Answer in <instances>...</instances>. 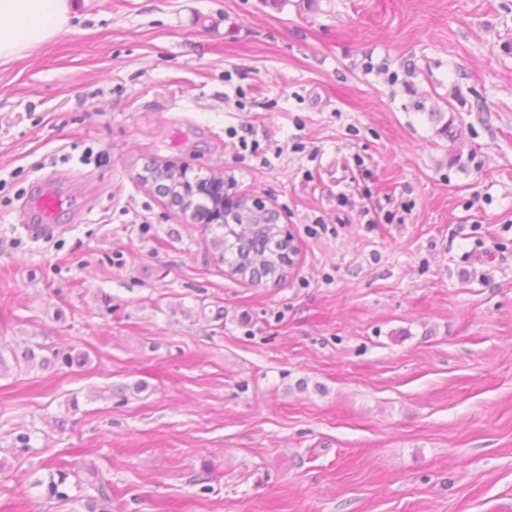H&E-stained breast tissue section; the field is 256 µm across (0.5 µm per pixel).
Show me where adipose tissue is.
Here are the masks:
<instances>
[{
    "label": "adipose tissue",
    "instance_id": "1",
    "mask_svg": "<svg viewBox=\"0 0 512 512\" xmlns=\"http://www.w3.org/2000/svg\"><path fill=\"white\" fill-rule=\"evenodd\" d=\"M72 17L70 0H0V60L51 40Z\"/></svg>",
    "mask_w": 512,
    "mask_h": 512
}]
</instances>
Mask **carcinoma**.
<instances>
[{
    "instance_id": "cac0c4a2",
    "label": "carcinoma",
    "mask_w": 512,
    "mask_h": 512,
    "mask_svg": "<svg viewBox=\"0 0 512 512\" xmlns=\"http://www.w3.org/2000/svg\"><path fill=\"white\" fill-rule=\"evenodd\" d=\"M136 181L146 187L154 185L180 204L185 210H193L198 215L204 206L194 204V194L186 185L183 174L172 164L165 166L147 165L136 173ZM275 224L267 213L245 204L231 207L224 212V234L212 239L213 256L216 262L227 261L231 254V273L251 282L266 280L280 284L288 277L291 266L289 253L291 242L285 238H276ZM15 363L27 366H39L43 369L61 363L67 367L79 366L85 358L82 354L68 352L59 355L55 352L47 357L28 345L22 350H11ZM80 484L87 492L85 508L87 512H106V505L112 502V487L99 474L93 465L84 467Z\"/></svg>"
}]
</instances>
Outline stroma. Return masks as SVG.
<instances>
[{"label":"stroma","instance_id":"1","mask_svg":"<svg viewBox=\"0 0 512 512\" xmlns=\"http://www.w3.org/2000/svg\"><path fill=\"white\" fill-rule=\"evenodd\" d=\"M73 11L0 63V343L88 361L0 371V512L86 464L108 512H512V0ZM150 160L278 210L288 278ZM46 184L85 213L36 240ZM185 176L180 173L179 168H176L173 164H166L165 166L159 165H147L144 166L142 171L136 173V181L141 186L154 185L158 189L165 192V196L169 195L171 198L180 204L184 210H191L193 207V216L198 215L201 211L208 210L202 205H194V194L189 183L184 182L183 177ZM186 185V191H183V187Z\"/></svg>","mask_w":512,"mask_h":512}]
</instances>
